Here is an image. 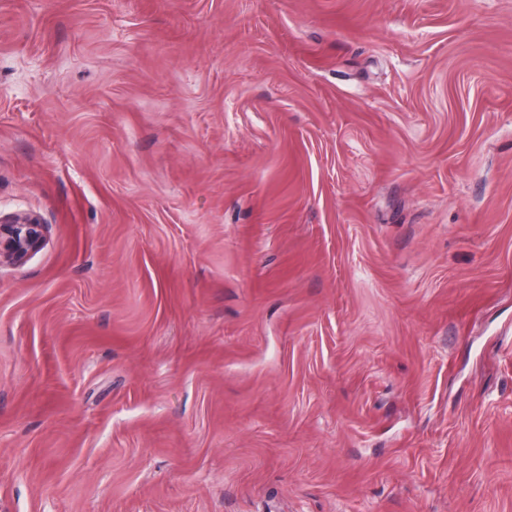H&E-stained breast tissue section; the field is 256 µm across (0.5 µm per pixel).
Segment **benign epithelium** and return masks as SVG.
<instances>
[{
    "mask_svg": "<svg viewBox=\"0 0 512 512\" xmlns=\"http://www.w3.org/2000/svg\"><path fill=\"white\" fill-rule=\"evenodd\" d=\"M46 224L33 212H0V266L19 265L35 254L45 241Z\"/></svg>",
    "mask_w": 512,
    "mask_h": 512,
    "instance_id": "7a95c632",
    "label": "benign epithelium"
}]
</instances>
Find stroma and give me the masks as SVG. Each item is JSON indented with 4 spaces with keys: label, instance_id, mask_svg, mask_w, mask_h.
<instances>
[{
    "label": "stroma",
    "instance_id": "35a3bbf8",
    "mask_svg": "<svg viewBox=\"0 0 512 512\" xmlns=\"http://www.w3.org/2000/svg\"><path fill=\"white\" fill-rule=\"evenodd\" d=\"M0 512H512V0H0ZM46 224L33 212H0V266L19 265L35 254L45 241Z\"/></svg>",
    "mask_w": 512,
    "mask_h": 512
}]
</instances>
